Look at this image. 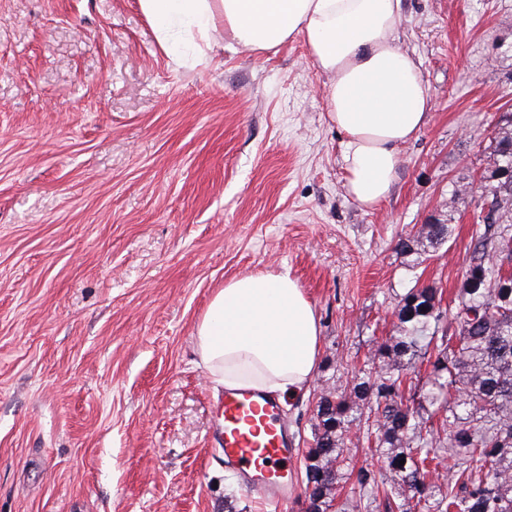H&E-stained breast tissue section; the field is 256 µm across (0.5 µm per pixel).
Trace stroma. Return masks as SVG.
<instances>
[{
    "instance_id": "1",
    "label": "stroma",
    "mask_w": 512,
    "mask_h": 512,
    "mask_svg": "<svg viewBox=\"0 0 512 512\" xmlns=\"http://www.w3.org/2000/svg\"><path fill=\"white\" fill-rule=\"evenodd\" d=\"M431 109L387 198L353 202L304 36L163 48L139 0H0V512H272L228 476L194 328L230 279L288 270L321 325L282 403L305 512L321 385L415 282L454 307L512 132V0H402ZM448 227L424 254L402 249Z\"/></svg>"
}]
</instances>
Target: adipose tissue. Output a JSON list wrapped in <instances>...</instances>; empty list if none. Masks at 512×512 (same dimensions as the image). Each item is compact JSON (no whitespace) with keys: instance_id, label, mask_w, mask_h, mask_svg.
Returning a JSON list of instances; mask_svg holds the SVG:
<instances>
[{"instance_id":"obj_1","label":"adipose tissue","mask_w":512,"mask_h":512,"mask_svg":"<svg viewBox=\"0 0 512 512\" xmlns=\"http://www.w3.org/2000/svg\"><path fill=\"white\" fill-rule=\"evenodd\" d=\"M157 39L183 32L208 39L216 16L242 48L266 51L305 36L329 78L330 122L345 136L344 187L364 207L384 201L401 146L425 124L429 98L420 64L403 51L401 0H140ZM200 364L213 391L247 388L292 397L319 362L315 308L286 272H258L226 282L194 330Z\"/></svg>"}]
</instances>
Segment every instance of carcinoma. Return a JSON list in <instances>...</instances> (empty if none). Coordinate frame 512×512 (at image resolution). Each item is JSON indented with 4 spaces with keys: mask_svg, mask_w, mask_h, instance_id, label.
<instances>
[{
    "mask_svg": "<svg viewBox=\"0 0 512 512\" xmlns=\"http://www.w3.org/2000/svg\"><path fill=\"white\" fill-rule=\"evenodd\" d=\"M510 164L511 135L499 142L496 170ZM489 194L498 228L477 235L453 317L441 289H407L372 367L317 395L306 512H329L349 469L347 445L362 437L385 473L378 482L359 469V498L381 497L388 512H512V177ZM447 237L448 225L427 224L422 239ZM446 451L454 463L440 483Z\"/></svg>",
    "mask_w": 512,
    "mask_h": 512,
    "instance_id": "obj_1",
    "label": "carcinoma"
}]
</instances>
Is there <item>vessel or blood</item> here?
<instances>
[{
	"label": "vessel or blood",
	"instance_id": "vessel-or-blood-1",
	"mask_svg": "<svg viewBox=\"0 0 512 512\" xmlns=\"http://www.w3.org/2000/svg\"><path fill=\"white\" fill-rule=\"evenodd\" d=\"M218 426L225 466L263 503H287L295 487L288 476V428L278 400L255 390H225Z\"/></svg>",
	"mask_w": 512,
	"mask_h": 512
}]
</instances>
